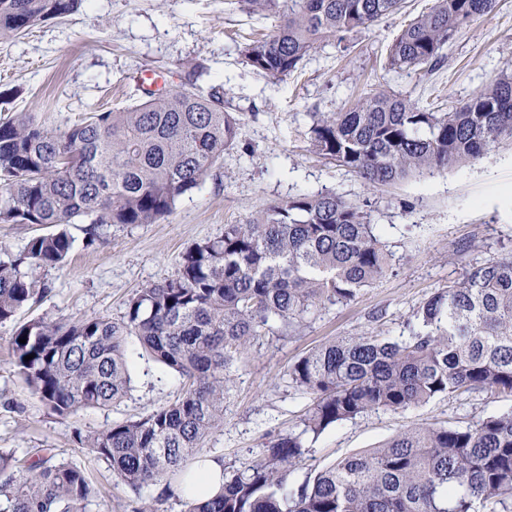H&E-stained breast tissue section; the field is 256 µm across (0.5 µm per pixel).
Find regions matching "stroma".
Returning <instances> with one entry per match:
<instances>
[{"label": "stroma", "instance_id": "1", "mask_svg": "<svg viewBox=\"0 0 512 512\" xmlns=\"http://www.w3.org/2000/svg\"><path fill=\"white\" fill-rule=\"evenodd\" d=\"M433 4L406 0L400 12L354 33L347 45L329 42L280 80L257 72L242 56L245 37L255 30L272 33L276 17L256 20L236 0H89L64 18L0 38L1 118L29 112L64 130L91 112L127 108L142 99L148 85L171 89L192 74L201 93L219 89L226 109L239 113L242 122L238 145L164 220L102 225L90 247L83 225H69L73 249L63 267L40 272L47 286L43 297L0 324V453L28 457L50 448L56 460L82 468L98 489L86 512H133L144 501L155 512H183L178 496L161 495L156 486L136 491L113 478L108 465L75 439L76 431L136 419L173 400L182 377L147 360L136 337H128L132 382L126 398L61 418L17 375L11 336L17 324L41 316L120 319L128 298L174 277L195 243L220 236L225 225L246 223L272 202L335 191L363 207L393 261L355 301L297 327L276 325L273 335L251 346L224 401V426L199 452L228 467L257 459L271 442L301 431L312 401L289 386L291 364L325 342L364 330L404 335L408 316L433 292L472 263L512 253V146H495L476 164L373 188L308 143L312 113L342 111L374 87L449 109L497 75L512 73V0H497L489 14L462 30L432 75L386 68L398 34ZM511 408V400L476 393L331 425L306 436L304 460L289 483L298 486L404 429L436 422L467 426Z\"/></svg>", "mask_w": 512, "mask_h": 512}]
</instances>
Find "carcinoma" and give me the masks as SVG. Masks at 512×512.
Segmentation results:
<instances>
[{"label":"carcinoma","mask_w":512,"mask_h":512,"mask_svg":"<svg viewBox=\"0 0 512 512\" xmlns=\"http://www.w3.org/2000/svg\"><path fill=\"white\" fill-rule=\"evenodd\" d=\"M85 0H0V38L65 17ZM260 19L279 16L270 35L242 54L273 79L294 72L330 40L367 29L402 0H239ZM495 0H435L389 49L393 71L443 66L464 28ZM241 122L217 93L190 83L146 90L122 111L95 112L57 131L17 112L0 123V224L51 226L16 255L0 245V323L37 291L36 274L63 265L69 224H154L196 188L238 142ZM512 141V74L490 81L449 112L379 88L342 112L314 115L318 155L366 184L446 171ZM361 209L332 191L275 201L247 224L195 244L175 277L135 292L122 319L39 317L10 340L13 365L33 396L60 417L108 408L128 394L125 343L186 379L180 396L139 420L76 432L112 475L141 489L183 481L188 462L224 425L230 369L275 324L299 325L323 308L355 300L391 266ZM398 339L363 332L327 342L288 367L312 406L303 420L317 436L370 411L399 413L450 395L512 397V257L472 265L435 291ZM24 342H19V339ZM32 354L29 361L24 357ZM303 460L290 434L262 457L224 473V491L186 500L184 512H512V409L473 426L422 425L350 454L294 489ZM97 491L84 470L43 448L21 460L0 453V512H85Z\"/></svg>","instance_id":"obj_1"}]
</instances>
